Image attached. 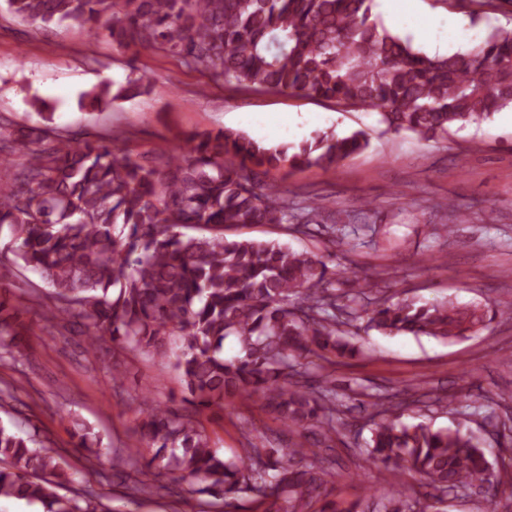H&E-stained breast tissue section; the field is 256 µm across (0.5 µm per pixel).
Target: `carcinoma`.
Segmentation results:
<instances>
[{
  "mask_svg": "<svg viewBox=\"0 0 512 512\" xmlns=\"http://www.w3.org/2000/svg\"><path fill=\"white\" fill-rule=\"evenodd\" d=\"M371 0H6L13 17L37 28L68 22L105 34L123 48H160L211 78L238 88L302 94L342 110L373 111L394 132L422 139L455 125L481 124L512 106V32L494 29L468 52L429 56L372 18ZM147 90L102 83L82 93L96 109ZM31 107L44 126H19L0 115V354L12 353L32 285L15 295L8 277L37 272L53 288L45 328L76 324L87 349L107 342L132 353L174 357L183 382V412L155 405L139 424L140 450L115 454L112 467L136 468L131 497L158 496L156 472L180 474L197 505L206 495L224 505L248 496L262 512H361L322 501L330 471L321 451L350 406L322 368L354 358L360 346L349 326L384 335L412 334L454 341L479 334L509 307L490 309L452 299L366 302L368 283L352 271L346 303L336 304V269L312 252L275 241L229 239L224 229L293 224L304 232L322 206L288 202L260 170L288 164L329 170L365 150L361 131L317 134L293 153L224 128L184 134L185 148L162 168L142 163L114 141L79 138L50 126L46 101ZM234 336L240 356L224 358ZM251 400L296 436L286 448H245L226 458L210 444L198 418ZM360 408L372 426L364 462L390 477L372 512H434V497L410 501L409 476L445 495L478 490L488 512H500L501 480L480 439L461 428L434 429L402 420L406 403L384 394ZM77 447L96 437L78 425ZM70 481L60 454L34 434L0 423V498L39 505L43 512H95L89 494L59 489Z\"/></svg>",
  "mask_w": 512,
  "mask_h": 512,
  "instance_id": "1",
  "label": "carcinoma"
}]
</instances>
